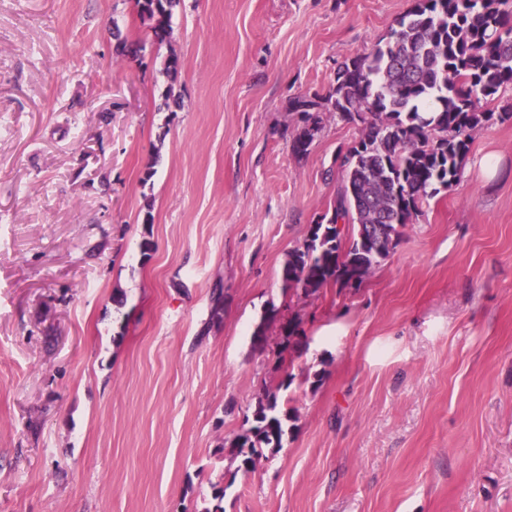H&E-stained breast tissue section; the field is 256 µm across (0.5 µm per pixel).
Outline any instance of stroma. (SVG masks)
Masks as SVG:
<instances>
[{"instance_id":"stroma-1","label":"stroma","mask_w":512,"mask_h":512,"mask_svg":"<svg viewBox=\"0 0 512 512\" xmlns=\"http://www.w3.org/2000/svg\"><path fill=\"white\" fill-rule=\"evenodd\" d=\"M411 6L180 0L159 46L134 0H0V512H512V119L360 287L282 278L359 137L296 158L288 101ZM293 419L288 410L282 412L279 408L277 394L266 391L258 399L251 416H244L240 433L230 442L229 448H233L236 459L240 460V468L252 470L266 456L265 451L273 454L282 448L291 427L288 422Z\"/></svg>"}]
</instances>
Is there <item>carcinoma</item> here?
I'll return each instance as SVG.
<instances>
[{
	"instance_id": "1",
	"label": "carcinoma",
	"mask_w": 512,
	"mask_h": 512,
	"mask_svg": "<svg viewBox=\"0 0 512 512\" xmlns=\"http://www.w3.org/2000/svg\"><path fill=\"white\" fill-rule=\"evenodd\" d=\"M179 0H135L141 21L162 45ZM122 55L143 46L115 34ZM512 85V0H413L374 51L341 63L332 91L288 102L297 115L296 157L307 155L329 114L359 127L340 151L332 211L311 225L282 268L288 286L308 296L336 285L357 288L396 245L399 228L457 182L471 132L494 119L479 109ZM293 416L267 391L230 442L246 471L283 445Z\"/></svg>"
}]
</instances>
